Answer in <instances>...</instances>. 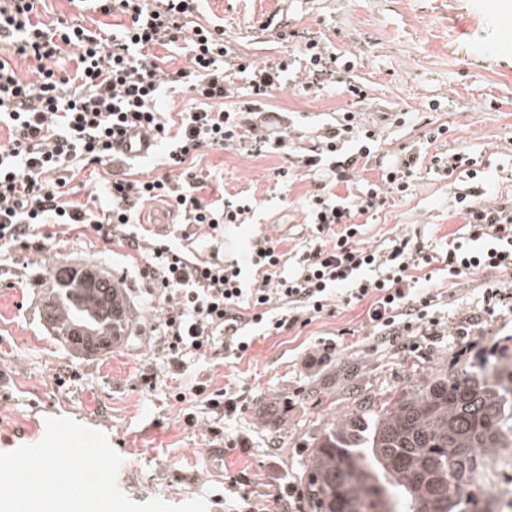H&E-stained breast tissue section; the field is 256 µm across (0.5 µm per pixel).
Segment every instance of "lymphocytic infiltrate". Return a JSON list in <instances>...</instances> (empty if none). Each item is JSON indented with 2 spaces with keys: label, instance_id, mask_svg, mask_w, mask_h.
I'll return each instance as SVG.
<instances>
[{
  "label": "lymphocytic infiltrate",
  "instance_id": "f902f5d3",
  "mask_svg": "<svg viewBox=\"0 0 512 512\" xmlns=\"http://www.w3.org/2000/svg\"><path fill=\"white\" fill-rule=\"evenodd\" d=\"M40 2L0 0V128L9 133L0 147V254L40 255L53 239L87 227L98 240L138 253L139 274L163 306L156 329L177 371L221 348L243 358L256 335H278L304 315L330 311L341 286L346 302L368 301L381 342L437 335L434 297L416 274L425 260L419 243L401 236L384 252L364 248L358 219L383 206L385 194L406 196L422 165L449 178L474 166V158L409 151L379 182L360 184L350 198H330L332 183L350 182L358 159L371 154L373 132L357 133L353 113H345L340 127L324 133L320 150L302 159L310 168L327 163L332 176L306 202L320 245L292 260L264 236L253 242L250 269L242 271L219 262L213 246L225 225L241 223L252 207L204 197L192 163L200 149L242 144L250 133L255 148L281 153L289 146L284 137L258 135L253 118L232 102L223 29L197 23L200 0H79L99 16L90 27L65 19L46 24L38 18ZM115 13L123 23H106ZM183 41L191 45L190 69L165 72V51ZM301 55L317 77L353 69L345 54L315 40ZM16 57L27 60L32 78L18 72ZM169 82L186 86L198 108L161 110ZM138 129L166 146L168 174L145 180L126 172L128 158L115 146ZM347 137L358 143L357 154H340ZM89 165L112 169L106 205L69 199L76 169ZM156 200L180 216V243L136 223L137 212ZM454 201L471 244L449 241L441 261L455 277L498 272L483 299L488 314L501 312L512 286V199L486 202L472 192Z\"/></svg>",
  "mask_w": 512,
  "mask_h": 512
}]
</instances>
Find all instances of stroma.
<instances>
[{"label": "stroma", "instance_id": "1", "mask_svg": "<svg viewBox=\"0 0 512 512\" xmlns=\"http://www.w3.org/2000/svg\"><path fill=\"white\" fill-rule=\"evenodd\" d=\"M512 7L500 0H202L200 23L219 25L234 56L257 66L289 61L267 110L280 113L302 145L338 124L347 111L376 129L377 153L429 142L430 153L462 150L478 158L481 182L466 175L414 180L406 197L387 199L369 219L364 246L388 247L400 235L417 238L432 261L422 269L438 296L440 333L403 337L379 345L366 316L367 303L336 301L333 314L275 336L257 338L243 359L187 364L185 382L229 388L243 414L216 417L195 398L175 399L166 351L151 327L161 308L151 305L139 276V256L98 241L91 229L61 237L41 256L15 252L0 257V451L38 442L45 420L63 416L103 430L124 459L118 486L131 500L159 498L172 505L202 498L208 512H234L224 500V479L247 475L258 512H288L274 501L282 473L302 479L315 442L331 423H343L359 402L376 400L409 385L407 368L447 369L477 362L486 342L456 336L457 327L487 322L500 342L512 338V314L487 319L482 290L495 271L449 277L437 257L448 241L467 235L454 196L481 186L485 198L512 196V43L500 39L502 18ZM318 40L351 57L353 84L367 97L354 102L333 77L306 87L296 47ZM438 111H428L429 103ZM401 112L405 124L389 121ZM210 188L226 199L248 197L253 209L244 224L224 229V259H244L255 236L279 241L282 251L316 246L304 203L322 171H307L297 157L251 152L238 146L202 149L195 161ZM94 267L118 278L134 312L127 336L108 349L88 353L54 332L46 315L57 261ZM346 342L321 365L308 354L323 338ZM157 374L156 389L143 383ZM194 414V426L185 417ZM221 428L214 436L213 428ZM248 436L250 453L227 449L226 440Z\"/></svg>", "mask_w": 512, "mask_h": 512}]
</instances>
